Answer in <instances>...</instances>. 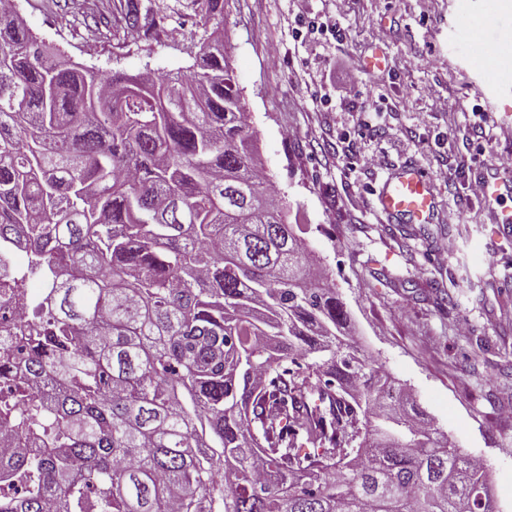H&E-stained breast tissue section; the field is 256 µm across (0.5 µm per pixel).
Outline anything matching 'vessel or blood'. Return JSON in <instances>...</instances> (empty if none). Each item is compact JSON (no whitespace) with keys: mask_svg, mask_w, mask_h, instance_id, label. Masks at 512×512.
Instances as JSON below:
<instances>
[{"mask_svg":"<svg viewBox=\"0 0 512 512\" xmlns=\"http://www.w3.org/2000/svg\"><path fill=\"white\" fill-rule=\"evenodd\" d=\"M383 211L405 216L417 224H426L434 213L431 175L419 166L405 167L389 176L378 194Z\"/></svg>","mask_w":512,"mask_h":512,"instance_id":"obj_1","label":"vessel or blood"}]
</instances>
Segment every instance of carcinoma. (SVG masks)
I'll return each mask as SVG.
<instances>
[{"label": "carcinoma", "mask_w": 512, "mask_h": 512, "mask_svg": "<svg viewBox=\"0 0 512 512\" xmlns=\"http://www.w3.org/2000/svg\"><path fill=\"white\" fill-rule=\"evenodd\" d=\"M224 25V0H196ZM138 23L134 0L114 12ZM199 69L103 76L0 10V512H496L484 466L410 417L346 338L266 197L223 45ZM39 291H35L34 288L27 289V292L23 297L14 296L12 304L9 305V309L7 314L0 313V327L7 334L12 335L9 336V339L15 340L20 337H24V335H19L18 330L21 326L20 318H27L29 312L31 311V299L35 296ZM6 316V318H5Z\"/></svg>", "instance_id": "1"}]
</instances>
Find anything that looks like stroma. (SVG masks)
Returning a JSON list of instances; mask_svg holds the SVG:
<instances>
[{
    "label": "stroma",
    "instance_id": "stroma-1",
    "mask_svg": "<svg viewBox=\"0 0 512 512\" xmlns=\"http://www.w3.org/2000/svg\"><path fill=\"white\" fill-rule=\"evenodd\" d=\"M137 3L140 28L107 39L66 13L64 0H12L33 35L100 71L200 64L213 27L198 22L192 0ZM463 11L478 24L487 15L512 23L501 0H224V47L260 167L314 278L329 280L349 312L350 342L399 385L401 405L484 461L499 512H512V357L498 351L512 343V231L466 195L512 155V99L489 92L512 89V66L498 45L453 48ZM155 13L167 15L166 28L145 37ZM375 52L387 63L371 73L364 62ZM341 63L358 97L337 96ZM447 97L459 104L448 114L439 109ZM373 154L383 167L366 166ZM414 164L432 175L428 224L390 217L378 203L387 176ZM446 240L453 249L438 255Z\"/></svg>",
    "mask_w": 512,
    "mask_h": 512
}]
</instances>
